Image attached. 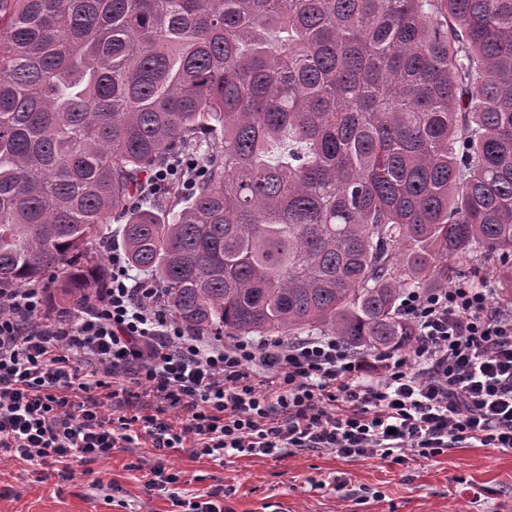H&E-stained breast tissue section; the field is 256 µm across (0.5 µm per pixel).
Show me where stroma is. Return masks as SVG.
<instances>
[{
    "label": "stroma",
    "mask_w": 512,
    "mask_h": 512,
    "mask_svg": "<svg viewBox=\"0 0 512 512\" xmlns=\"http://www.w3.org/2000/svg\"><path fill=\"white\" fill-rule=\"evenodd\" d=\"M143 448L74 462L73 478L22 461H0V512H169L147 497ZM182 493L227 489L224 512H512V454L459 445L432 460L399 466L326 451L232 457L216 462L183 448L168 455ZM117 488L112 499L96 483Z\"/></svg>",
    "instance_id": "35a3bbf8"
}]
</instances>
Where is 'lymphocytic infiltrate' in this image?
Instances as JSON below:
<instances>
[{
  "mask_svg": "<svg viewBox=\"0 0 512 512\" xmlns=\"http://www.w3.org/2000/svg\"><path fill=\"white\" fill-rule=\"evenodd\" d=\"M109 263L98 302L56 317L43 288L0 289L1 451L52 467L148 445L146 494L179 512H224L223 489L177 492L166 456L179 448L401 466L459 443L512 453V309L491 283L405 292L414 348L361 356L333 336L198 335L122 254Z\"/></svg>",
  "mask_w": 512,
  "mask_h": 512,
  "instance_id": "lymphocytic-infiltrate-1",
  "label": "lymphocytic infiltrate"
}]
</instances>
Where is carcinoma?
I'll return each instance as SVG.
<instances>
[{
  "label": "carcinoma",
  "instance_id": "cac0c4a2",
  "mask_svg": "<svg viewBox=\"0 0 512 512\" xmlns=\"http://www.w3.org/2000/svg\"><path fill=\"white\" fill-rule=\"evenodd\" d=\"M113 218L198 335L411 348L512 252V0H0V289L92 302Z\"/></svg>",
  "mask_w": 512,
  "mask_h": 512
}]
</instances>
